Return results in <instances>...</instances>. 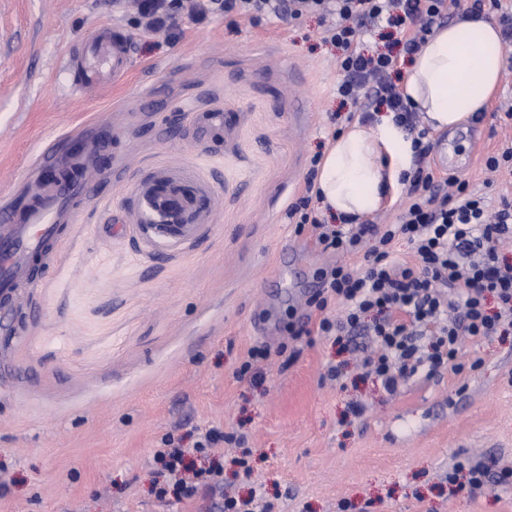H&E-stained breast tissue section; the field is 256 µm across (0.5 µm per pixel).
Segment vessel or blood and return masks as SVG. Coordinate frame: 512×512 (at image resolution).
Here are the masks:
<instances>
[{
	"instance_id": "1",
	"label": "vessel or blood",
	"mask_w": 512,
	"mask_h": 512,
	"mask_svg": "<svg viewBox=\"0 0 512 512\" xmlns=\"http://www.w3.org/2000/svg\"><path fill=\"white\" fill-rule=\"evenodd\" d=\"M73 64L75 90L100 87L109 81L116 83L128 72V48L125 41L117 38L109 44L98 40L85 53L75 56ZM72 189V184L65 183L55 193L41 196L23 223L0 224V292L13 291L28 279L33 258L60 238L63 227L56 224L55 216Z\"/></svg>"
}]
</instances>
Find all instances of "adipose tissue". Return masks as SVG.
Wrapping results in <instances>:
<instances>
[{
	"label": "adipose tissue",
	"mask_w": 512,
	"mask_h": 512,
	"mask_svg": "<svg viewBox=\"0 0 512 512\" xmlns=\"http://www.w3.org/2000/svg\"><path fill=\"white\" fill-rule=\"evenodd\" d=\"M505 47L493 17L440 28L414 55L403 91L436 132L455 130L483 111L502 77ZM414 163L412 142L391 113L354 122L327 149L316 186L324 209L361 217L379 211Z\"/></svg>",
	"instance_id": "1"
}]
</instances>
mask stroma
<instances>
[{"label": "stroma", "mask_w": 512, "mask_h": 512, "mask_svg": "<svg viewBox=\"0 0 512 512\" xmlns=\"http://www.w3.org/2000/svg\"><path fill=\"white\" fill-rule=\"evenodd\" d=\"M135 17L119 0H0V207L22 216L72 140L107 158L91 195L62 205L64 238L0 327V512H207L210 486L154 493L168 433L193 469L221 465L216 489L262 490L270 512H512V485L448 481L459 462L512 466V332L465 339L462 373L392 395L362 375L368 337L290 334L342 313L315 308L320 270L362 262L287 215L347 126L340 52L318 17L210 15L175 38ZM104 30L128 42L129 72L75 96L68 63ZM509 95L506 72L488 110L431 135L435 175L497 197L484 162L512 138L498 116ZM161 182L201 202L173 235L145 227L144 193ZM254 348L269 358L241 373ZM211 426L225 439L206 457L193 441Z\"/></svg>", "instance_id": "35a3bbf8"}]
</instances>
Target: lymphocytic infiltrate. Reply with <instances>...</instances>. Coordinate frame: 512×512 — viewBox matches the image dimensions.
<instances>
[{"instance_id":"1","label":"lymphocytic infiltrate","mask_w":512,"mask_h":512,"mask_svg":"<svg viewBox=\"0 0 512 512\" xmlns=\"http://www.w3.org/2000/svg\"><path fill=\"white\" fill-rule=\"evenodd\" d=\"M144 30L173 32L182 19L236 13L255 21L268 15L296 20L318 15L323 42L341 51L342 74L336 92L353 106L361 121L380 109L413 137L415 168L402 183L409 202L394 223L366 219L341 230L311 209L316 171H309L305 193L288 206L297 226H311L324 250L362 254L360 270L333 264L321 272L322 299L340 303L342 318H321L319 335L336 343L373 336L375 347L364 357L365 376L390 394L417 375L433 376L442 368L461 372V341L494 336L512 329V264L499 261L497 250L512 241V195L489 199L470 189L467 180L435 176L426 158L431 150L427 129L400 87L402 66L438 28L455 16L458 0H132ZM378 29L398 34L386 51L365 49L364 40ZM406 240L413 257L397 255L395 243ZM495 308H488V300ZM167 479L159 496H196L186 474L184 452L166 437L154 455Z\"/></svg>"}]
</instances>
